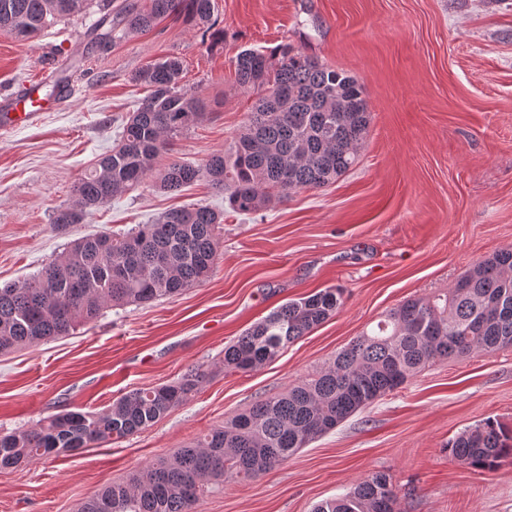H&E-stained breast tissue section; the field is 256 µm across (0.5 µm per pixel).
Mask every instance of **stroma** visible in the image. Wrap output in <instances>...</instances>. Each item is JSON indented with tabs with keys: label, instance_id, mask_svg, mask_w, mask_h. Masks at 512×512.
<instances>
[{
	"label": "stroma",
	"instance_id": "stroma-1",
	"mask_svg": "<svg viewBox=\"0 0 512 512\" xmlns=\"http://www.w3.org/2000/svg\"><path fill=\"white\" fill-rule=\"evenodd\" d=\"M224 42L165 17L143 34L92 44L100 0L39 37L0 34V95L51 70L76 93L0 137V286L34 275L80 237L152 224L204 204L223 216L210 277L181 295L105 309L68 336L0 356V434L64 410L98 411L192 367L208 381L154 426L19 470L0 471V512H77L99 488L320 372L389 310L451 288L476 262L512 250V0H214ZM288 45L356 77L370 112L358 163L335 183L256 213L233 211L200 180L177 192L144 183L84 223L52 224L74 185L111 150L145 95L133 75L167 57L208 117L172 158L224 151L254 102L234 83L241 50ZM344 291L341 309L248 373L225 346L285 302ZM495 419L512 427V348L426 366L258 479L226 478L200 512H312L375 472L399 512H512V459L459 464L448 442Z\"/></svg>",
	"mask_w": 512,
	"mask_h": 512
}]
</instances>
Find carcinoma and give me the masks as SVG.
Here are the masks:
<instances>
[{"instance_id": "1", "label": "carcinoma", "mask_w": 512, "mask_h": 512, "mask_svg": "<svg viewBox=\"0 0 512 512\" xmlns=\"http://www.w3.org/2000/svg\"><path fill=\"white\" fill-rule=\"evenodd\" d=\"M87 2L0 0V31L31 38L51 21L83 12ZM213 9V0H149L144 8L126 5L102 15L89 35L112 39L116 18L127 33L146 32L168 16L208 29ZM231 65L236 86L256 100L227 151L199 166L168 156L174 139L207 113L203 101L181 86L178 59L154 62L133 77L147 95L123 122L118 142L74 186L72 204L55 212L53 225L81 224L149 178L160 190L176 191L207 177L224 189L232 209L257 212L293 192L334 182L355 165L370 124L357 78L288 45L271 53L241 50ZM221 222L219 213L200 204L168 210L154 224L75 240L29 279L0 287V355L67 336L106 308L182 294L211 273ZM343 294L328 287L282 304L224 347V371L246 372L274 361L335 315ZM509 347L512 251H502L475 263L447 292L404 301L315 376L105 486L80 512H198L205 496L224 490V478L254 480L284 464L426 365ZM207 377L191 368L174 382L133 390L102 411L68 410L1 434L0 470L73 455L151 427ZM448 455L493 469L512 457V429L487 419L450 440ZM396 503L389 476L375 473L313 512H396Z\"/></svg>"}]
</instances>
